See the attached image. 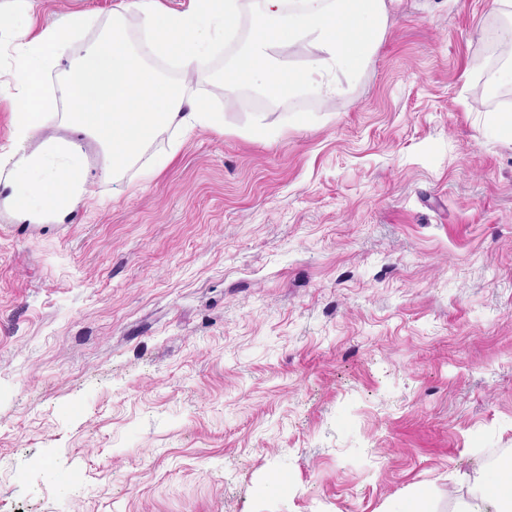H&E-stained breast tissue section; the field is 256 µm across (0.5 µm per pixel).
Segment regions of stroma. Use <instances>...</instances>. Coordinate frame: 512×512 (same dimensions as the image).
<instances>
[{
	"instance_id": "stroma-1",
	"label": "stroma",
	"mask_w": 512,
	"mask_h": 512,
	"mask_svg": "<svg viewBox=\"0 0 512 512\" xmlns=\"http://www.w3.org/2000/svg\"><path fill=\"white\" fill-rule=\"evenodd\" d=\"M182 76L219 125L162 132L118 175L88 139L75 217L3 199L17 134L0 32V512H456L512 468V82L490 0H399L328 106L227 91L259 0ZM113 0H0L39 30ZM170 163L152 171L154 159Z\"/></svg>"
}]
</instances>
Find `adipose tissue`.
I'll return each mask as SVG.
<instances>
[{
    "label": "adipose tissue",
    "instance_id": "1",
    "mask_svg": "<svg viewBox=\"0 0 512 512\" xmlns=\"http://www.w3.org/2000/svg\"><path fill=\"white\" fill-rule=\"evenodd\" d=\"M136 10L143 19L154 53L173 61L182 72L203 68L215 42L233 33L239 0H190L183 10H170L159 0H118L111 26L78 53H71L73 35L87 22L72 14L61 26L33 34L17 33L15 63L22 74L15 113L17 133L49 124L43 103L44 66L68 58L59 83L67 105V122L94 138L102 148V172H121L140 156L160 132L171 126L193 129L214 124L204 102L189 100L182 83L143 64L122 18ZM387 0H262L248 50L225 69V87L257 86L269 98L304 90L324 101L345 92L342 76L367 64L386 29ZM298 44L315 55L302 71L288 69L278 51ZM19 178L5 203L18 212L49 209L63 220L85 193L82 157L64 142L51 139L17 163ZM457 512H512V471L493 480L477 479L469 500Z\"/></svg>",
    "mask_w": 512,
    "mask_h": 512
}]
</instances>
